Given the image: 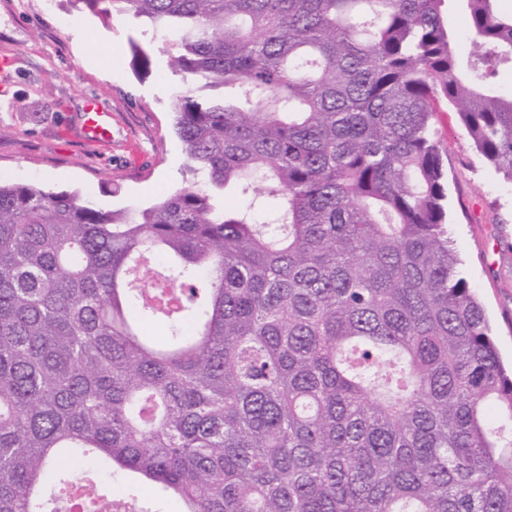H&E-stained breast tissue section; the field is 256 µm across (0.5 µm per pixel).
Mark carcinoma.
I'll list each match as a JSON object with an SVG mask.
<instances>
[{
  "label": "carcinoma",
  "instance_id": "cac0c4a2",
  "mask_svg": "<svg viewBox=\"0 0 512 512\" xmlns=\"http://www.w3.org/2000/svg\"><path fill=\"white\" fill-rule=\"evenodd\" d=\"M173 72L208 189L104 211L0 182V512H512V372L448 237L435 123L512 183V12L456 0H73ZM234 184L274 206L227 212ZM157 318L168 336L148 335Z\"/></svg>",
  "mask_w": 512,
  "mask_h": 512
}]
</instances>
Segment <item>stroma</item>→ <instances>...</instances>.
Segmentation results:
<instances>
[{
  "label": "stroma",
  "instance_id": "1",
  "mask_svg": "<svg viewBox=\"0 0 512 512\" xmlns=\"http://www.w3.org/2000/svg\"><path fill=\"white\" fill-rule=\"evenodd\" d=\"M149 57L133 62L131 43ZM0 180L79 193L106 210L146 207L204 179L172 126L188 88L160 35L131 16L103 19L71 0H0ZM112 115L109 140L89 144L88 98ZM436 130L448 158V227L464 271L512 361V184L472 148L457 116Z\"/></svg>",
  "mask_w": 512,
  "mask_h": 512
}]
</instances>
